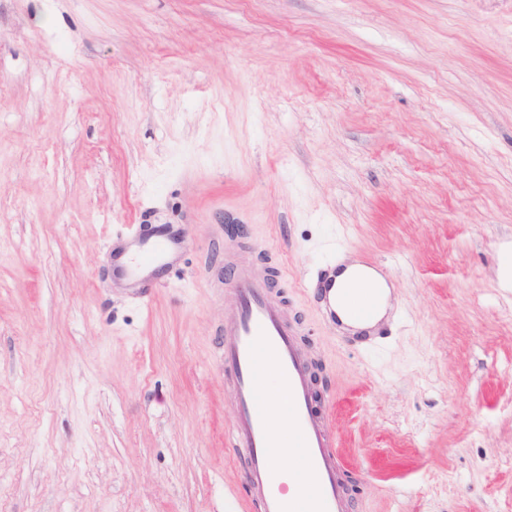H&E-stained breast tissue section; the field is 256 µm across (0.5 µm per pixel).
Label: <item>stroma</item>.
I'll return each mask as SVG.
<instances>
[{"label": "stroma", "mask_w": 512, "mask_h": 512, "mask_svg": "<svg viewBox=\"0 0 512 512\" xmlns=\"http://www.w3.org/2000/svg\"><path fill=\"white\" fill-rule=\"evenodd\" d=\"M133 224L192 239L141 299ZM330 239L387 270L384 348L295 286ZM228 256L334 392L353 512H512V0H0V512H248Z\"/></svg>", "instance_id": "obj_1"}]
</instances>
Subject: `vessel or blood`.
Returning a JSON list of instances; mask_svg holds the SVG:
<instances>
[{"instance_id":"b4317fda","label":"vessel or blood","mask_w":512,"mask_h":512,"mask_svg":"<svg viewBox=\"0 0 512 512\" xmlns=\"http://www.w3.org/2000/svg\"><path fill=\"white\" fill-rule=\"evenodd\" d=\"M190 241L182 224H162L149 233L136 231L113 248L112 273L130 287H151ZM335 268V261L327 260L325 274L307 286L319 314L332 330L345 322L356 324L358 330L350 335V342L373 343L382 332L373 320L382 308L392 307V296L383 289L356 284L333 287L328 274ZM229 284L236 301L224 315V379L234 396L238 420L227 446L242 468V482L254 512H349L341 459L328 421L333 395L316 394L311 352L302 345L297 328L273 298L265 279L233 270ZM270 375L288 399V436L284 439L275 433L258 390ZM286 440L299 450L290 469L296 479L305 482L292 494L284 491L273 462L275 448Z\"/></svg>"}]
</instances>
